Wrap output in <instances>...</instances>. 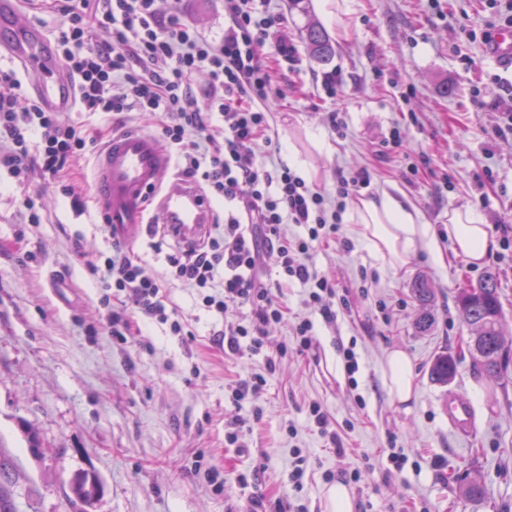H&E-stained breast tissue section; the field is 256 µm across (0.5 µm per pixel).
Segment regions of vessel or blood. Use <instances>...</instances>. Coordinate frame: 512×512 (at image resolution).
Masks as SVG:
<instances>
[{
	"label": "vessel or blood",
	"instance_id": "obj_1",
	"mask_svg": "<svg viewBox=\"0 0 512 512\" xmlns=\"http://www.w3.org/2000/svg\"><path fill=\"white\" fill-rule=\"evenodd\" d=\"M19 0H0V54H7L21 68L28 91L50 112L73 111L76 84L58 64L56 53L43 30L17 19ZM496 64L512 68V28L497 30L484 49ZM169 160L162 142L143 132L113 137L97 160L98 184L104 194L116 231L129 239L139 229L141 204L157 185ZM166 223L176 225L187 240L206 237L211 229L210 206L189 184L166 193L159 202ZM452 431L468 435L477 427L471 402L449 395L441 404Z\"/></svg>",
	"mask_w": 512,
	"mask_h": 512
}]
</instances>
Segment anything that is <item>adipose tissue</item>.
Instances as JSON below:
<instances>
[{
  "label": "adipose tissue",
  "instance_id": "adipose-tissue-1",
  "mask_svg": "<svg viewBox=\"0 0 512 512\" xmlns=\"http://www.w3.org/2000/svg\"><path fill=\"white\" fill-rule=\"evenodd\" d=\"M351 217L361 224L371 249L396 270L407 264L416 241L432 238L430 226L419 223L416 213L387 193L360 200ZM446 232L456 255L470 263H482L493 244L482 217L470 209L449 212Z\"/></svg>",
  "mask_w": 512,
  "mask_h": 512
}]
</instances>
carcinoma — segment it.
<instances>
[{"label": "carcinoma", "mask_w": 512, "mask_h": 512, "mask_svg": "<svg viewBox=\"0 0 512 512\" xmlns=\"http://www.w3.org/2000/svg\"><path fill=\"white\" fill-rule=\"evenodd\" d=\"M304 40L312 55L320 62H327L334 54V46L328 33L316 24H310L305 30ZM411 292L421 307L416 319V328L429 330L433 317L429 306L434 292L428 280L418 278ZM456 303L463 321L474 329V334L466 343L467 351L489 376L501 378L506 368L505 342L502 332V306L493 274H488L476 286L461 288L456 295ZM456 372V359L453 355L442 353L431 364L430 376L440 385L452 381ZM19 476L12 458L0 450V512H18L16 489ZM99 482L93 475L79 473L75 476L71 491L74 496L89 503L96 497ZM460 497L467 500H479L485 495V487L477 477L464 476L458 481Z\"/></svg>", "instance_id": "1"}]
</instances>
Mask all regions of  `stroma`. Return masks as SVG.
Segmentation results:
<instances>
[{"label": "stroma", "mask_w": 512, "mask_h": 512, "mask_svg": "<svg viewBox=\"0 0 512 512\" xmlns=\"http://www.w3.org/2000/svg\"><path fill=\"white\" fill-rule=\"evenodd\" d=\"M342 26L325 24L316 0L292 8L270 0L284 17L296 50L295 63L275 65L269 107L282 154L294 155L295 171L312 184H332L337 171L361 168L371 175L362 197L389 191L434 232L431 243H416L411 259L392 270L366 246L361 228L344 219L337 243L311 252L310 263L336 283L348 310L335 323L308 314L303 288L280 284L287 322L271 325L263 354L233 356L213 345L220 317L197 303L196 289L171 285L168 295L183 313L192 338L141 326L118 341L98 324L99 290L88 263L112 250L101 225L95 162L113 134L136 129L157 134L148 114L123 119L102 113L71 112L72 120L102 131L96 149L75 165V180L88 203L76 215L68 199L33 179L41 223H29L14 200L20 190L0 175V449L10 455L24 481L19 512H244L255 495L291 499L309 512H326L329 482L324 471L361 469L350 485L353 512H512V365L507 380L484 374L463 348L471 330L455 296L486 273L496 279L503 307V330L512 350V245L502 244L497 227L512 225V133L493 135L502 111L479 109L473 86L488 99L512 108V70L496 65L484 45L468 39L492 19L486 0H348ZM166 14L179 15L201 31L221 36V0H162ZM325 25L333 57L316 60L302 38L308 24ZM339 71L336 97L321 86L322 76ZM343 108L346 138L323 123L324 113ZM399 128L402 146L386 161L375 149ZM417 164L420 178L408 180ZM448 175L451 187L439 185ZM470 208L492 225L496 243L482 264L472 265L452 251L445 226L448 213ZM427 278L434 290L429 332L414 327L419 305L410 285ZM310 315L314 324L308 357L282 361L265 394L235 401L232 389L250 371H262L266 356L293 344L291 318ZM353 347L359 361L348 376L339 346ZM405 351L414 393L396 400L383 378L387 353ZM461 352L448 385L429 376L441 352ZM456 394L477 411V430L451 431L441 402ZM364 405H357L356 396ZM320 402L343 427L346 449L339 456L309 431V402ZM253 420L240 447L228 445L226 430L238 419ZM297 437H289V426ZM39 451H32L28 431ZM406 458L402 472L391 469V448ZM309 464L302 491L291 480L293 449ZM224 471V492L214 494L193 462ZM265 470L245 484L257 462ZM95 474L102 495L92 504L69 501L75 472ZM479 475L485 497L462 499L454 475Z\"/></svg>", "instance_id": "1"}]
</instances>
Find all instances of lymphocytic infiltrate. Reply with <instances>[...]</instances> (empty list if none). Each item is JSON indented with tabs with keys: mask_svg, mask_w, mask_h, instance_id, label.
I'll use <instances>...</instances> for the list:
<instances>
[{
	"mask_svg": "<svg viewBox=\"0 0 512 512\" xmlns=\"http://www.w3.org/2000/svg\"><path fill=\"white\" fill-rule=\"evenodd\" d=\"M33 9L59 16L54 41L59 61L77 82L83 112L158 117L160 138L178 159L183 179L205 185L210 201L224 205V226L199 246L169 247L156 225L145 227L150 248L168 270L159 275L120 241L95 266L102 327L124 338L132 318L181 336L185 324L165 294L166 276L196 288L202 305L225 320L212 342L224 353L258 355L271 324L286 307L260 275L274 268L281 280L305 289L307 315L293 325V354L312 348L311 313L337 319L332 281L308 261L316 247L340 241L342 213L371 183L368 172L337 173L333 188L308 184L270 146L269 58L288 62L295 48L281 34L282 19L268 0H224L228 25L213 38L179 18L163 17L159 0H28ZM109 32L111 43L99 40ZM271 56H263V47ZM206 76L203 97L191 89ZM95 137L77 122L28 99L15 73L0 71V169L23 192L16 199L32 224L40 223L37 199L27 190L32 175L58 188L74 211L82 192L71 178L74 164ZM295 224L304 235L289 237ZM248 307L244 319L231 308Z\"/></svg>",
	"mask_w": 512,
	"mask_h": 512,
	"instance_id": "f902f5d3",
	"label": "lymphocytic infiltrate"
}]
</instances>
